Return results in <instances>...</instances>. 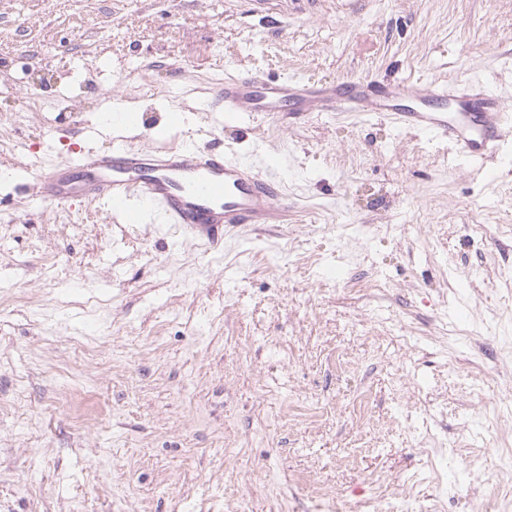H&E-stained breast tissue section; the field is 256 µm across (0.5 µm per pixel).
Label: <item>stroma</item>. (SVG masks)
Listing matches in <instances>:
<instances>
[{
    "mask_svg": "<svg viewBox=\"0 0 512 512\" xmlns=\"http://www.w3.org/2000/svg\"><path fill=\"white\" fill-rule=\"evenodd\" d=\"M512 0H0V512H473L512 498V143L494 178L362 112L217 130L284 223L210 247L22 187L205 129L225 76L488 78ZM34 111H22L27 98ZM53 367L76 395L58 401Z\"/></svg>",
    "mask_w": 512,
    "mask_h": 512,
    "instance_id": "obj_1",
    "label": "stroma"
}]
</instances>
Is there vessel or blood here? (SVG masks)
Returning a JSON list of instances; mask_svg holds the SVG:
<instances>
[{"label":"vessel or blood","instance_id":"b4317fda","mask_svg":"<svg viewBox=\"0 0 512 512\" xmlns=\"http://www.w3.org/2000/svg\"><path fill=\"white\" fill-rule=\"evenodd\" d=\"M220 95L223 109L212 115L216 128L245 117L294 123L308 112H365L448 141L458 159L481 167L512 140V113L503 98L451 82L417 88L398 78H356L318 86L244 71L225 79ZM32 188L57 207L103 199L125 223L140 224L153 214L187 237L212 242L234 224L270 223L283 212L285 199L263 165L194 138L164 151L115 144L36 174Z\"/></svg>","mask_w":512,"mask_h":512}]
</instances>
